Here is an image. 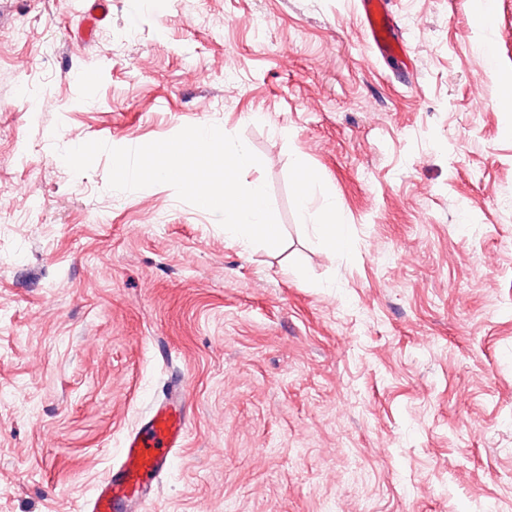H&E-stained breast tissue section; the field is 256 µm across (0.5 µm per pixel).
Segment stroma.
I'll list each match as a JSON object with an SVG mask.
<instances>
[{
  "label": "stroma",
  "instance_id": "1",
  "mask_svg": "<svg viewBox=\"0 0 512 512\" xmlns=\"http://www.w3.org/2000/svg\"><path fill=\"white\" fill-rule=\"evenodd\" d=\"M389 2L383 59L359 0H0V512H73L174 375L146 512H512V0ZM206 124L260 158L281 247L59 155ZM338 203L335 198H325L322 202L321 219L315 226L319 239L332 250L344 248L349 242V235L345 224L336 220Z\"/></svg>",
  "mask_w": 512,
  "mask_h": 512
}]
</instances>
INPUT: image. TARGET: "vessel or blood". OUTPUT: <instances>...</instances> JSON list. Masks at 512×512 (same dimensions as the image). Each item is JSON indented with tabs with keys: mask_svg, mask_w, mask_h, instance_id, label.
<instances>
[{
	"mask_svg": "<svg viewBox=\"0 0 512 512\" xmlns=\"http://www.w3.org/2000/svg\"><path fill=\"white\" fill-rule=\"evenodd\" d=\"M362 7V27L374 52L384 58L402 50L388 0H362ZM185 399V382L166 389L148 416L125 435L118 462L112 464L108 476L81 502L77 512H136L152 493L159 476L171 469L188 437Z\"/></svg>",
	"mask_w": 512,
	"mask_h": 512,
	"instance_id": "1",
	"label": "vessel or blood"
}]
</instances>
